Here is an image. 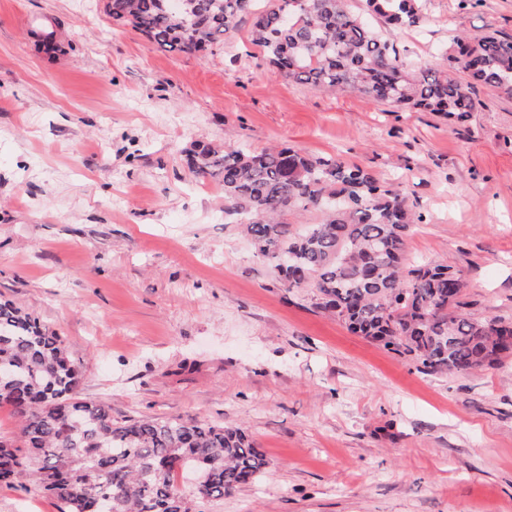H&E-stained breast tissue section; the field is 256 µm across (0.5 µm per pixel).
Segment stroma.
I'll return each instance as SVG.
<instances>
[{"label": "stroma", "mask_w": 512, "mask_h": 512, "mask_svg": "<svg viewBox=\"0 0 512 512\" xmlns=\"http://www.w3.org/2000/svg\"><path fill=\"white\" fill-rule=\"evenodd\" d=\"M512 37V0H429L384 29L411 66L448 36ZM467 121L294 83L241 26L172 54L106 0H0V298L66 342L115 420L242 427L269 464L202 512H512V357L431 375L290 292L194 176L197 142L285 141L400 185L407 255L460 271L474 313L512 320V99ZM35 487L0 512H59Z\"/></svg>", "instance_id": "stroma-1"}]
</instances>
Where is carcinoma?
I'll return each mask as SVG.
<instances>
[{"label": "carcinoma", "instance_id": "carcinoma-1", "mask_svg": "<svg viewBox=\"0 0 512 512\" xmlns=\"http://www.w3.org/2000/svg\"><path fill=\"white\" fill-rule=\"evenodd\" d=\"M107 0L112 22L166 52H214L245 21L251 43L289 80L360 93L394 108L467 120L484 86L512 98V38L456 35L438 60L413 68L363 18L401 29L425 19V0ZM194 175L216 177L236 219L287 291L353 334L422 372L493 369L512 355V321L475 315L466 284L446 264L405 263L421 216L405 194L335 155L288 145L260 151L194 143ZM318 212L297 230L292 213ZM79 370L64 339L9 300L0 301V404L19 422L24 452L0 441V486L27 481L61 512H200L258 480L265 455L236 427L202 419L118 422L102 401L77 396ZM193 475L184 490L177 472Z\"/></svg>", "mask_w": 512, "mask_h": 512}]
</instances>
